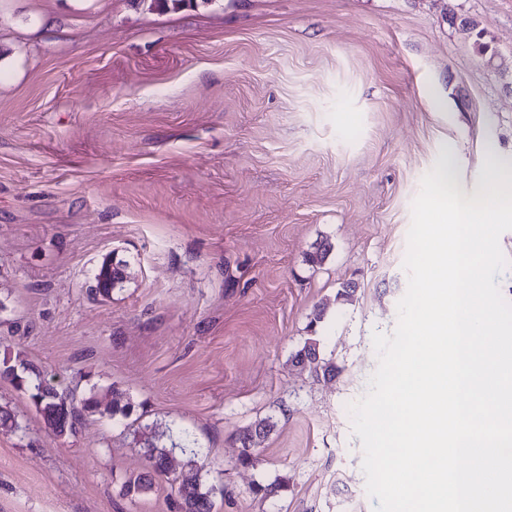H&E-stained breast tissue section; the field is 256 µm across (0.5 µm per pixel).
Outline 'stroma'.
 I'll return each instance as SVG.
<instances>
[{"instance_id": "stroma-1", "label": "stroma", "mask_w": 512, "mask_h": 512, "mask_svg": "<svg viewBox=\"0 0 512 512\" xmlns=\"http://www.w3.org/2000/svg\"><path fill=\"white\" fill-rule=\"evenodd\" d=\"M446 148L468 197L512 163V0H0V356L100 401L59 437L0 378V512H177L120 491L148 426L205 449L214 512H374L347 405ZM125 277V266L121 262L115 263L113 259L105 256L95 274L96 292L103 297L109 296L112 288L123 283ZM295 363L299 366L312 367L317 374L321 371L324 377L335 376L334 368L331 365H328V363L320 360L318 346L315 339H309L304 347L298 351L295 356Z\"/></svg>"}]
</instances>
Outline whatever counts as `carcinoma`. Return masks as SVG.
<instances>
[{
  "instance_id": "carcinoma-1",
  "label": "carcinoma",
  "mask_w": 512,
  "mask_h": 512,
  "mask_svg": "<svg viewBox=\"0 0 512 512\" xmlns=\"http://www.w3.org/2000/svg\"><path fill=\"white\" fill-rule=\"evenodd\" d=\"M125 279V266L120 262H113L109 257H104L95 274L97 282L96 292L107 297L112 288L123 283ZM295 363L299 366H309L323 376H334V368L320 360L316 340H309L295 356ZM0 378H6L19 387H25L31 392V399L40 409L47 423L59 436L73 431L75 419L74 399L58 390L54 385L41 378L39 372L34 371L28 376L18 371V365L12 362L8 356L0 360ZM274 428V422L264 419L258 422L254 429L245 433L241 442L243 445L242 462L247 463L251 459L249 450L256 438L268 435ZM167 432L153 430L150 436L144 439L148 448V456L151 471L130 478L122 484V490L127 495L138 494L152 487V480L156 477L171 475L170 455L172 449L180 447V444L171 442V447L161 444ZM202 454L201 449L190 450L189 460L183 464L181 471L171 479V485L177 496L176 505L179 512H213L212 490L203 487L200 469L197 466V458Z\"/></svg>"
}]
</instances>
